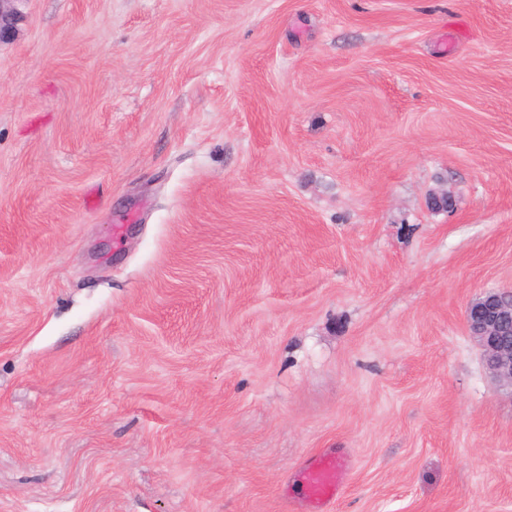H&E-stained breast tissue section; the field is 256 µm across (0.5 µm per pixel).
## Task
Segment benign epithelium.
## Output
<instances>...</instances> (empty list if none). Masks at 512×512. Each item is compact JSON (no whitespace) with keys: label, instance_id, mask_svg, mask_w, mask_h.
I'll return each mask as SVG.
<instances>
[{"label":"benign epithelium","instance_id":"1","mask_svg":"<svg viewBox=\"0 0 512 512\" xmlns=\"http://www.w3.org/2000/svg\"><path fill=\"white\" fill-rule=\"evenodd\" d=\"M21 0H0V42L9 38L20 14ZM469 335L480 347L494 383L512 390V291L490 290L466 309Z\"/></svg>","mask_w":512,"mask_h":512}]
</instances>
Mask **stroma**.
Instances as JSON below:
<instances>
[{"label":"stroma","mask_w":512,"mask_h":512,"mask_svg":"<svg viewBox=\"0 0 512 512\" xmlns=\"http://www.w3.org/2000/svg\"><path fill=\"white\" fill-rule=\"evenodd\" d=\"M18 8L0 512H512V0ZM466 320L490 377L512 394V291L490 290L476 297L467 306ZM340 463L332 454L325 453L312 461L304 471L308 502L321 507L336 499L339 490Z\"/></svg>","instance_id":"stroma-1"}]
</instances>
